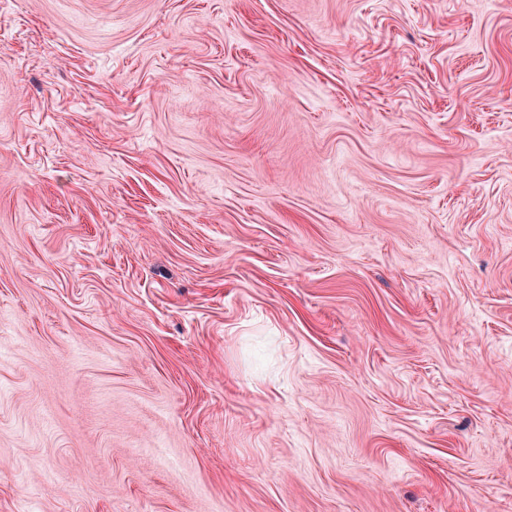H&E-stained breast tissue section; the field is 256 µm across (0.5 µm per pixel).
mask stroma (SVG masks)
Here are the masks:
<instances>
[{"label":"stroma","mask_w":512,"mask_h":512,"mask_svg":"<svg viewBox=\"0 0 512 512\" xmlns=\"http://www.w3.org/2000/svg\"><path fill=\"white\" fill-rule=\"evenodd\" d=\"M0 512H512V0H0Z\"/></svg>","instance_id":"1"}]
</instances>
